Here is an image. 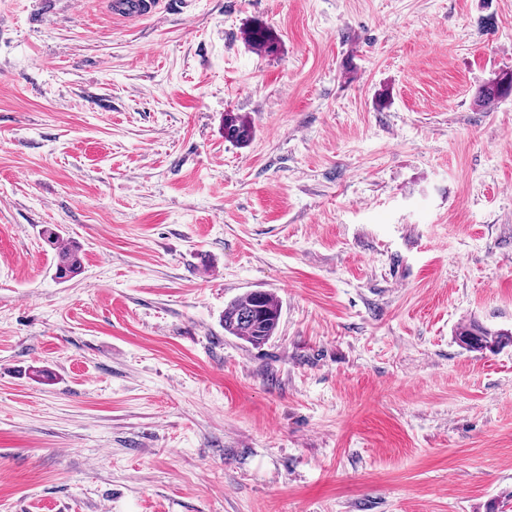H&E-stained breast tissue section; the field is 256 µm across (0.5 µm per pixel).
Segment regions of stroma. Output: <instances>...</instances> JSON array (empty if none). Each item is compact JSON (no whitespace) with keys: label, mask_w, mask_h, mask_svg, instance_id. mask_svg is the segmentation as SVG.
<instances>
[{"label":"stroma","mask_w":512,"mask_h":512,"mask_svg":"<svg viewBox=\"0 0 512 512\" xmlns=\"http://www.w3.org/2000/svg\"><path fill=\"white\" fill-rule=\"evenodd\" d=\"M502 71L512 0H0V512H512ZM112 19L125 22L159 19L167 11L164 0H109ZM512 95V72L500 73L482 85L476 96L477 106L490 108L497 100ZM253 126L246 116L239 112L224 115V139L236 145H246L253 137ZM80 266L81 261L77 248L72 245H65L56 265V276L59 279H71L78 273ZM281 306L270 293L250 291L235 298L224 309V331L254 346L266 344L280 321ZM455 336L459 344L469 351L494 353L512 344L511 329H491L478 321L457 327Z\"/></svg>","instance_id":"stroma-1"}]
</instances>
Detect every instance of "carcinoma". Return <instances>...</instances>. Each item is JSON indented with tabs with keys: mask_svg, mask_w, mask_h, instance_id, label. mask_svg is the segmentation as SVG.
<instances>
[{
	"mask_svg": "<svg viewBox=\"0 0 512 512\" xmlns=\"http://www.w3.org/2000/svg\"><path fill=\"white\" fill-rule=\"evenodd\" d=\"M248 38L259 51L270 52L274 45L268 32L262 27L249 31ZM512 95V72L501 73L482 85L475 103L486 109L497 100ZM253 137L251 122L238 112L224 113V139L236 145H246ZM81 266L77 248H62L56 265L59 279H71ZM281 306L270 293L250 291L235 298L224 309V332L236 336L253 346L266 344L274 336L280 321ZM455 336L461 346L469 351L497 352L512 344V330L491 329L477 321L457 327Z\"/></svg>",
	"mask_w": 512,
	"mask_h": 512,
	"instance_id": "carcinoma-1",
	"label": "carcinoma"
}]
</instances>
